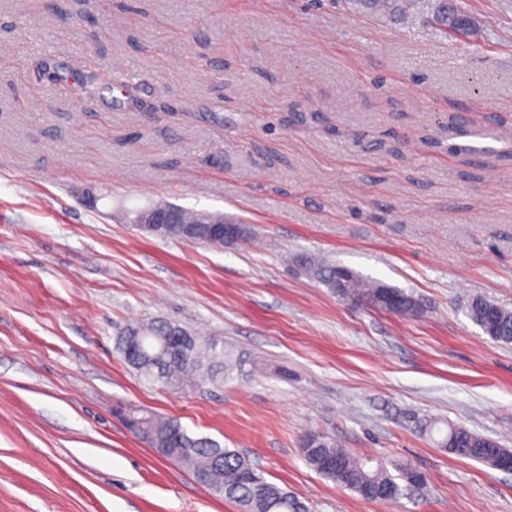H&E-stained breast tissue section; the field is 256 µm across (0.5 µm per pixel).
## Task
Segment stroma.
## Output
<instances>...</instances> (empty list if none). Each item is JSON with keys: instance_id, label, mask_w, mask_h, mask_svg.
<instances>
[{"instance_id": "1", "label": "stroma", "mask_w": 512, "mask_h": 512, "mask_svg": "<svg viewBox=\"0 0 512 512\" xmlns=\"http://www.w3.org/2000/svg\"><path fill=\"white\" fill-rule=\"evenodd\" d=\"M472 28L358 0H0V512H242L159 457L117 406L238 451L309 512H512V473L430 422L512 450V0ZM223 214L221 248L153 237L151 203ZM341 264L419 303L343 301ZM159 318L242 361L145 383L117 350ZM428 476L369 501L305 460L307 433ZM467 315L491 340L512 343V312L502 309L489 299L476 297L468 304ZM458 457L471 459L493 467L497 455L512 453L488 437L471 432L462 426H448L444 438L438 442Z\"/></svg>"}]
</instances>
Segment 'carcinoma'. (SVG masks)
I'll list each match as a JSON object with an SVG mask.
<instances>
[{
  "label": "carcinoma",
  "mask_w": 512,
  "mask_h": 512,
  "mask_svg": "<svg viewBox=\"0 0 512 512\" xmlns=\"http://www.w3.org/2000/svg\"><path fill=\"white\" fill-rule=\"evenodd\" d=\"M416 0H368L378 12L406 14ZM428 12L423 21L434 26L443 36L448 30L470 29L469 21L448 6V0H426ZM163 207L178 213L180 223L169 225L166 238L186 243H198L196 237H186L183 230L196 220L193 212L175 204ZM301 266L331 290H336V275L344 272L343 298L360 306L387 309L386 297L399 298L394 314L409 315L416 311L417 303L405 291L381 282L369 280L353 270L336 263L300 258ZM467 316L480 326L495 342L512 343V312L493 301L476 297L467 307ZM118 350L127 364L140 376L176 390L194 379L212 380L230 373L236 360L218 348L213 339H206L186 327L165 319L136 322L118 338ZM133 420L142 439L161 457L176 462L189 470L195 479L217 495L231 499L243 507L244 512H307L306 505L288 490L268 481L262 473L237 451L207 437L190 435L173 418L132 411ZM439 444L458 457L493 465L497 455L508 450L488 437L476 434L462 426H450ZM306 461L323 477L349 489L361 497L372 500V490L389 487L390 500L403 495L410 481L406 465L402 462L386 464L360 458L339 447L331 438L307 434L302 441Z\"/></svg>",
  "instance_id": "cac0c4a2"
}]
</instances>
